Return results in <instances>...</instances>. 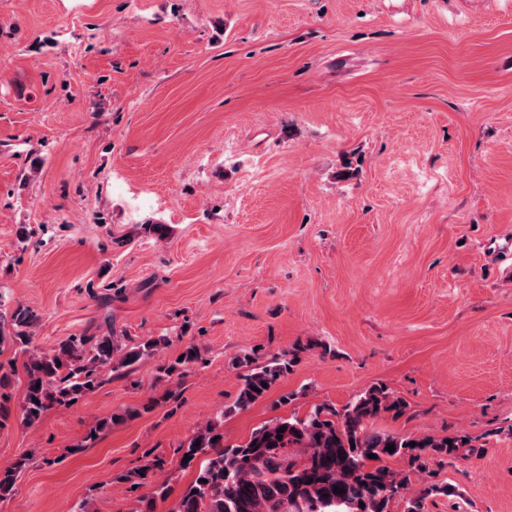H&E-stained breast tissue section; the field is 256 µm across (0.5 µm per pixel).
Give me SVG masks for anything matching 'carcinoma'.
Listing matches in <instances>:
<instances>
[{
  "mask_svg": "<svg viewBox=\"0 0 512 512\" xmlns=\"http://www.w3.org/2000/svg\"><path fill=\"white\" fill-rule=\"evenodd\" d=\"M33 320L29 310L16 309L10 336L26 355L19 413L29 427L54 408L72 406L112 380L113 374L154 357L166 345L162 339H147L128 348L109 334L70 336L49 350L31 349L28 328ZM181 356V360L159 365L158 370L170 376L200 360L194 346L187 347ZM296 360L297 354L292 352L266 363L247 353L238 357L235 364L248 371L242 375L233 408L244 410L264 399ZM408 407V402L388 387L376 385L341 410L322 403L301 417L274 418L256 428L245 442L230 448L224 447L220 422L208 421L184 444L183 453L190 460L183 466L193 465L200 454L208 458L170 512H393V505L400 500L405 503L404 512H423L427 496L448 497L455 489L431 483L413 496L412 479L428 472L429 460L438 458L451 464L461 449L473 452L476 445L462 430L403 436L371 427L378 418L401 417ZM123 419L113 414L98 420L83 440L67 451H82ZM389 445L395 451L386 450ZM389 460L404 461L407 469L394 470L386 465ZM26 464L27 460L21 459L0 468V500L12 494ZM336 486L344 492H334Z\"/></svg>",
  "mask_w": 512,
  "mask_h": 512,
  "instance_id": "1",
  "label": "carcinoma"
}]
</instances>
